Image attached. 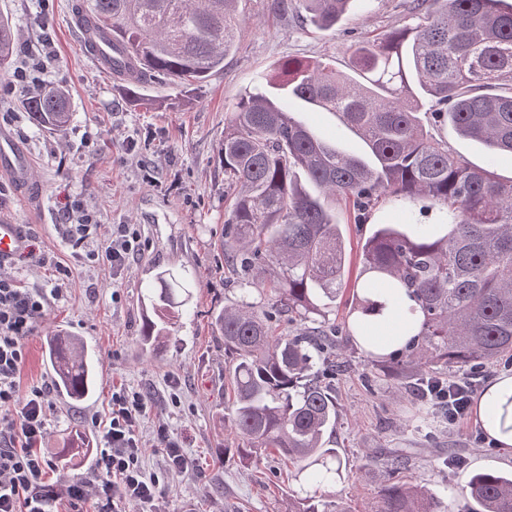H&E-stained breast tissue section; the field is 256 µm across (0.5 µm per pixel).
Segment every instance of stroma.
Here are the masks:
<instances>
[{"mask_svg":"<svg viewBox=\"0 0 512 512\" xmlns=\"http://www.w3.org/2000/svg\"><path fill=\"white\" fill-rule=\"evenodd\" d=\"M270 3L239 0L237 49L204 83L184 91L148 82L132 97L88 56L74 20L76 0H50L45 6L40 0H0V13L18 32V57L45 59L42 80L68 90L73 112L64 136L46 133L19 107L20 94L9 89L8 77L0 75V129L31 162L28 187L0 174V211L24 225L37 254L36 260L14 259L1 269L22 286L51 296L26 344L21 383L53 382L45 342L51 327L80 338L99 369L89 399L54 397L41 445L54 462L48 481L92 471L93 451L103 444L96 421L107 415L113 391L122 388L153 401L139 428L144 467L165 486L153 512H286L296 483L277 454L246 463L225 452L234 441L224 418L232 386L214 325L215 315L235 297L224 264V197L231 192L219 157L224 124L253 90L256 76L278 61L322 58L342 69L356 42L415 23L416 17L411 0H373L369 13L348 15L325 31L300 23L295 12H272ZM440 133L453 152L479 166L493 164L501 177L512 178V154L491 159L450 126ZM69 199L95 212L102 233L114 224L134 225L139 250L123 270L87 260L86 248L73 246L62 218ZM336 215L345 278L348 285H362L361 245L377 225L399 222L401 209L383 197L365 224L341 205ZM102 233L92 236V243H102ZM164 269L187 271L193 298L188 314L174 325L172 340L151 355L141 341L143 298ZM56 288L61 296H53ZM340 355L345 368L336 378V446L343 476L326 487L324 502L368 512L396 454L404 462V479L426 485L448 512H475L476 503L464 492L473 471H512V455L486 440L474 418L449 426L430 399L410 394L414 368L386 372L353 339ZM161 424L181 440L187 472L166 471L154 441ZM77 427L93 451L59 465Z\"/></svg>","mask_w":512,"mask_h":512,"instance_id":"1","label":"stroma"}]
</instances>
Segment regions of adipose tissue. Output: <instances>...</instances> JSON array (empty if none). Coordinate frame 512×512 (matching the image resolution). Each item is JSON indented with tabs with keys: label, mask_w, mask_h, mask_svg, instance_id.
Returning <instances> with one entry per match:
<instances>
[{
	"label": "adipose tissue",
	"mask_w": 512,
	"mask_h": 512,
	"mask_svg": "<svg viewBox=\"0 0 512 512\" xmlns=\"http://www.w3.org/2000/svg\"><path fill=\"white\" fill-rule=\"evenodd\" d=\"M477 421L499 448L512 453V375L496 377L478 397Z\"/></svg>",
	"instance_id": "adipose-tissue-1"
}]
</instances>
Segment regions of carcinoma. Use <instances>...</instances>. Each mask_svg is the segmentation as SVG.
I'll return each instance as SVG.
<instances>
[{"label": "carcinoma", "instance_id": "carcinoma-1", "mask_svg": "<svg viewBox=\"0 0 512 512\" xmlns=\"http://www.w3.org/2000/svg\"><path fill=\"white\" fill-rule=\"evenodd\" d=\"M238 0H80L76 24L89 49L93 37L129 54L113 76L132 95L147 79L194 86L224 68L235 48ZM306 20L329 29L372 0H299ZM410 27L365 37L352 48L348 70L289 58L256 91L242 97L224 125L219 156L233 194L224 213V261L239 297L224 305L215 326L231 359L235 398L230 426L243 460L274 449L295 468L298 489L288 512H319L320 490L342 475L336 432V349L343 333L365 338L376 362L370 316L388 307L397 288L417 308L404 324L420 322L408 346L423 396L446 389L439 377L450 364L482 365L512 353V179L493 162L474 166L452 153L441 135L446 122L491 154H512V8L502 0H423ZM18 34L0 15V69L15 58ZM41 128L69 127L68 92L37 84L20 100ZM332 112L363 143L349 152L317 136L297 112ZM428 200L434 223L403 209L399 224H381L362 245L369 282L352 292L347 326L329 315L346 288L345 251L328 202L343 201L362 215L379 197ZM147 296L143 345L159 350L191 298L184 273L156 274ZM268 297L258 310L252 291ZM61 392L91 396L97 362L77 340L47 332ZM466 490L478 512H512V474L474 471ZM423 485L389 479L375 512H441Z\"/></svg>", "mask_w": 512, "mask_h": 512}]
</instances>
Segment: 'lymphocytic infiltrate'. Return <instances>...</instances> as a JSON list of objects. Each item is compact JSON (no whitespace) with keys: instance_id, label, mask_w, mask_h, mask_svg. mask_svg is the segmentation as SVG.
I'll return each mask as SVG.
<instances>
[{"instance_id":"f902f5d3","label":"lymphocytic infiltrate","mask_w":512,"mask_h":512,"mask_svg":"<svg viewBox=\"0 0 512 512\" xmlns=\"http://www.w3.org/2000/svg\"><path fill=\"white\" fill-rule=\"evenodd\" d=\"M138 237L129 224L112 227L103 247L89 250L113 270L123 269L133 256ZM48 305L47 294L18 287L0 273V512H84L94 503L96 512H146L164 493L159 477L146 473L144 448L138 435L140 420L150 410L149 397L138 391L112 393L111 412L103 428L91 478L44 483L51 460L41 443L52 408L50 383L22 389L19 376L25 363V342L33 336Z\"/></svg>"}]
</instances>
